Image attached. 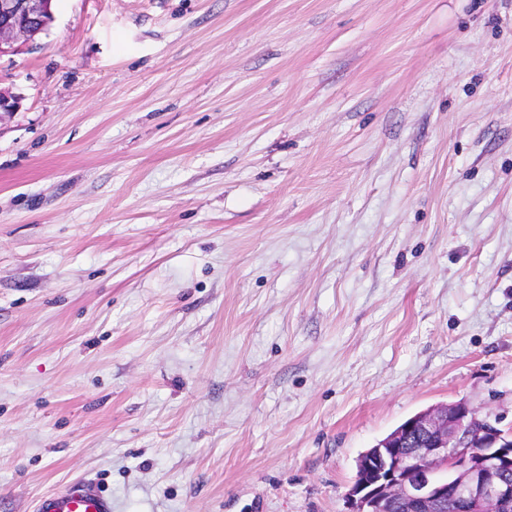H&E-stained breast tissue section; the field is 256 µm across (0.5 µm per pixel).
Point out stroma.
<instances>
[{
    "instance_id": "1",
    "label": "stroma",
    "mask_w": 512,
    "mask_h": 512,
    "mask_svg": "<svg viewBox=\"0 0 512 512\" xmlns=\"http://www.w3.org/2000/svg\"><path fill=\"white\" fill-rule=\"evenodd\" d=\"M0 87V512H348L512 423V0H55ZM36 512H112V504L91 480H81L43 496Z\"/></svg>"
}]
</instances>
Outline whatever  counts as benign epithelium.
Segmentation results:
<instances>
[{
  "label": "benign epithelium",
  "mask_w": 512,
  "mask_h": 512,
  "mask_svg": "<svg viewBox=\"0 0 512 512\" xmlns=\"http://www.w3.org/2000/svg\"><path fill=\"white\" fill-rule=\"evenodd\" d=\"M52 0H0V58L36 42ZM19 97L0 89V118ZM512 427L465 401L408 419L370 453L346 493L350 512H512Z\"/></svg>",
  "instance_id": "7a95c632"
}]
</instances>
